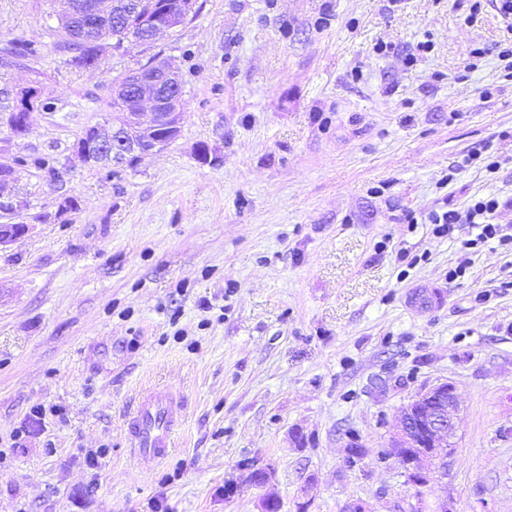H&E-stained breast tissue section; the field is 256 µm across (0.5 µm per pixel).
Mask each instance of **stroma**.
<instances>
[{
  "label": "stroma",
  "instance_id": "stroma-1",
  "mask_svg": "<svg viewBox=\"0 0 512 512\" xmlns=\"http://www.w3.org/2000/svg\"><path fill=\"white\" fill-rule=\"evenodd\" d=\"M52 10L0 0V45L44 46L0 71V117L30 85L54 105L25 138L0 124L15 155L65 158L100 120L98 94L146 60L131 43L71 72ZM468 12L197 0L155 44L185 79L178 140L114 176L18 169L30 229L0 250V512H260L268 496L281 512H512V248L465 255L475 230L426 222L512 200L505 31L492 7ZM68 196L78 213L62 212ZM446 380L456 434L414 487L393 450L400 409ZM155 386L185 417L143 466L123 418ZM246 463L273 467L271 482L247 481Z\"/></svg>",
  "mask_w": 512,
  "mask_h": 512
}]
</instances>
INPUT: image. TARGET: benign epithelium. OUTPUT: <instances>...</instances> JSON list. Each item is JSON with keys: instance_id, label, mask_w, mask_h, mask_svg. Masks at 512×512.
Listing matches in <instances>:
<instances>
[{"instance_id": "1", "label": "benign epithelium", "mask_w": 512, "mask_h": 512, "mask_svg": "<svg viewBox=\"0 0 512 512\" xmlns=\"http://www.w3.org/2000/svg\"><path fill=\"white\" fill-rule=\"evenodd\" d=\"M53 16L60 21L75 10L88 19L89 40L110 56L111 25L127 29V42H134L149 52L158 35L183 26L194 13L195 0H171L161 8L150 0H54ZM185 81L180 69L166 57H150L145 67L124 71L112 81V111L86 127L82 140L72 146L64 166L78 162L86 167L126 169L137 166L151 154L163 152L182 132ZM44 100L33 87L16 92L15 105L6 117L9 138L20 139L30 133V116ZM13 176L1 177L0 209L6 216H18L29 208V201L13 189ZM24 223L0 224V249L28 231ZM458 393L450 381L440 382L416 394L401 411L400 429L394 451L397 458H407L410 466L407 483L425 485L430 474L443 464L455 434Z\"/></svg>"}]
</instances>
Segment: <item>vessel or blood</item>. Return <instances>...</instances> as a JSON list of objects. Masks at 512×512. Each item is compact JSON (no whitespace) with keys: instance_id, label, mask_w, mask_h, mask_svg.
I'll return each instance as SVG.
<instances>
[{"instance_id":"obj_1","label":"vessel or blood","mask_w":512,"mask_h":512,"mask_svg":"<svg viewBox=\"0 0 512 512\" xmlns=\"http://www.w3.org/2000/svg\"><path fill=\"white\" fill-rule=\"evenodd\" d=\"M182 412L181 400L168 391H153L140 400L127 426L132 451L141 463L151 464L167 455Z\"/></svg>"}]
</instances>
